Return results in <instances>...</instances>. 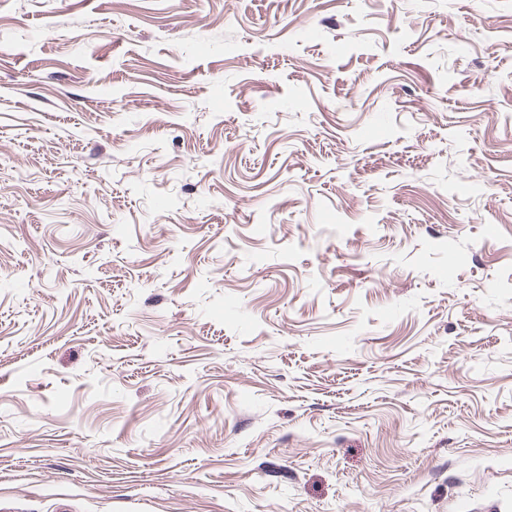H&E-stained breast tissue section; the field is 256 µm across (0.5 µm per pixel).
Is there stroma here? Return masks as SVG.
<instances>
[{"instance_id": "stroma-1", "label": "stroma", "mask_w": 512, "mask_h": 512, "mask_svg": "<svg viewBox=\"0 0 512 512\" xmlns=\"http://www.w3.org/2000/svg\"><path fill=\"white\" fill-rule=\"evenodd\" d=\"M0 512H512V0H0Z\"/></svg>"}]
</instances>
